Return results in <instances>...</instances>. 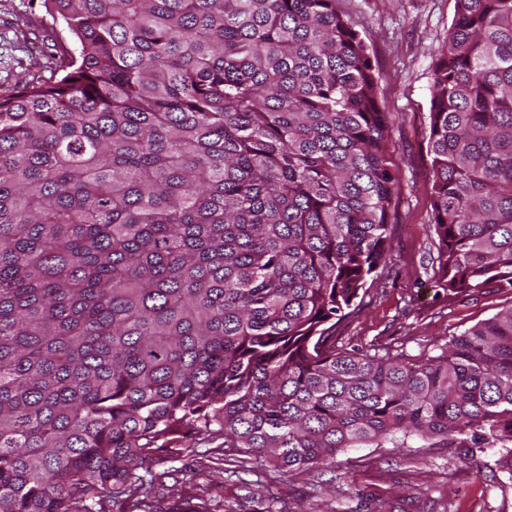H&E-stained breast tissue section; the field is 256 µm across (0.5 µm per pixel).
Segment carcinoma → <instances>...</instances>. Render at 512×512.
Here are the masks:
<instances>
[{"label":"carcinoma","mask_w":512,"mask_h":512,"mask_svg":"<svg viewBox=\"0 0 512 512\" xmlns=\"http://www.w3.org/2000/svg\"><path fill=\"white\" fill-rule=\"evenodd\" d=\"M0 95V512H136L195 432L243 465L483 441L512 474V306L423 362L337 327L387 262L397 164L336 0H50ZM428 148L442 288L512 291V0H455Z\"/></svg>","instance_id":"cac0c4a2"}]
</instances>
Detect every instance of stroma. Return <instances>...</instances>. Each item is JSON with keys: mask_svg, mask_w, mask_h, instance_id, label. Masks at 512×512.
I'll return each mask as SVG.
<instances>
[{"mask_svg": "<svg viewBox=\"0 0 512 512\" xmlns=\"http://www.w3.org/2000/svg\"><path fill=\"white\" fill-rule=\"evenodd\" d=\"M367 46L376 96L389 118L399 195L391 213L390 255L346 321L345 347L437 356L452 336L512 305V292L448 295L440 284L428 153L433 65L454 17V0H337ZM44 0H0V92L31 79V59L53 63L62 37ZM500 446L378 448L340 453L335 468L284 474L258 463L224 473V442L199 433L180 453L162 449L137 496L154 512H512V474Z\"/></svg>", "mask_w": 512, "mask_h": 512, "instance_id": "35a3bbf8", "label": "stroma"}]
</instances>
